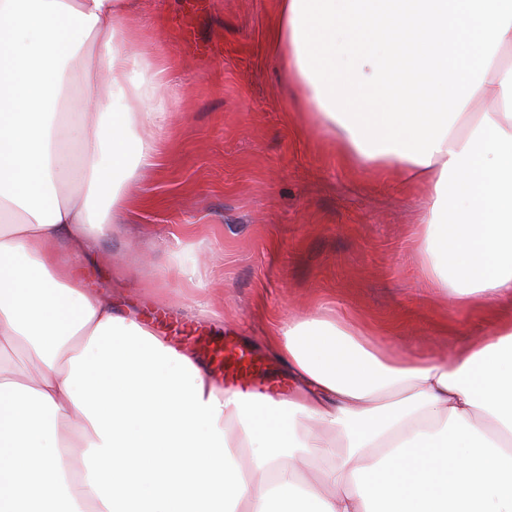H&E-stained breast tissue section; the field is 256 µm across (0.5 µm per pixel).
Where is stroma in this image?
Listing matches in <instances>:
<instances>
[{"label":"stroma","mask_w":512,"mask_h":512,"mask_svg":"<svg viewBox=\"0 0 512 512\" xmlns=\"http://www.w3.org/2000/svg\"><path fill=\"white\" fill-rule=\"evenodd\" d=\"M275 0H137L160 23L140 50L169 55L181 85L154 167L106 225L97 262L75 272L127 317L166 318L177 346L224 341L254 365L255 393L294 382L266 345L270 319L321 310L356 317L379 340L445 354L486 327L480 311L430 292L417 259L421 192L346 166L295 81L273 57ZM193 272L195 286L162 278Z\"/></svg>","instance_id":"35a3bbf8"}]
</instances>
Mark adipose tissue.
<instances>
[{
    "instance_id": "1",
    "label": "adipose tissue",
    "mask_w": 512,
    "mask_h": 512,
    "mask_svg": "<svg viewBox=\"0 0 512 512\" xmlns=\"http://www.w3.org/2000/svg\"><path fill=\"white\" fill-rule=\"evenodd\" d=\"M134 7L0 0V357L26 354L0 373V512H512V0H277L274 56L344 163L425 186L429 287L498 306L446 356L289 320L285 396L221 387L74 273L179 94Z\"/></svg>"
}]
</instances>
